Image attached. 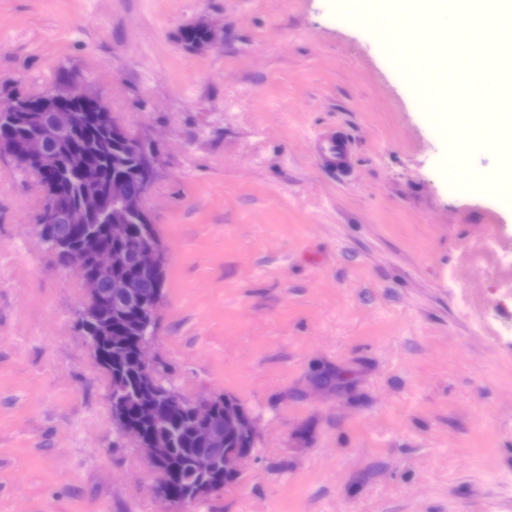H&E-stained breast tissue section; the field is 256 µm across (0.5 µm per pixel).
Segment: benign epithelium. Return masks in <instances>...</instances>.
<instances>
[{
	"mask_svg": "<svg viewBox=\"0 0 512 512\" xmlns=\"http://www.w3.org/2000/svg\"><path fill=\"white\" fill-rule=\"evenodd\" d=\"M15 112H27L38 134L30 139H17L8 129L0 128V149L7 150L9 156L19 166L38 175H46L52 167L50 145L60 143L65 137L77 132L85 122L93 119L107 123L110 110L101 92L91 84L79 81L74 76H66L49 85L37 101L26 103L22 99L10 96L0 99V120ZM52 113L51 122L41 121L39 113ZM112 135L121 138L128 151L138 162L140 173L138 187L129 189L114 183L109 189L98 186L99 175L81 154L71 157L69 167L75 173L83 192L78 209H73L70 197L54 190L51 184L40 181L43 190V202L37 215L39 235L54 239L55 248L67 251L72 237L67 225L79 222L88 214L103 219H112V239L127 240L138 237L146 242L132 250L119 252L105 244L93 243L89 247L92 270H87L78 259L69 262V267L78 269L82 275L83 288L87 303L95 302L101 307H109L112 302L126 304L144 319L145 328L138 344V362L145 383L150 384L157 377V361L151 354L154 333L158 322V309L162 300V290L147 288L145 283H159L168 257L160 239L147 226L144 232L121 223L123 216L144 212L142 200L156 171V158L150 146L141 138L130 135L117 123L111 124ZM129 262L139 271L138 277H119L113 270L121 263ZM78 329L90 347H95L97 337L115 329L111 324H93L87 320L78 323ZM217 397L187 399L170 387L163 389L159 397L141 404L138 416L145 421L159 422L172 410L188 406L192 409L200 438L209 444L199 449L193 461L195 482L190 491L191 501L208 498L221 490L223 485L214 481L222 473L226 476H240L243 460L255 453L259 440L257 421L253 414L242 415L236 411L224 413L222 417L213 415V406ZM113 424L125 437L138 447L148 465L160 475L156 493L160 501L170 506L187 503V500H174L168 496L164 482L165 475L171 472L167 468L170 451L165 443L156 439L143 440L137 432V424L117 405L112 408ZM231 434H244L252 443L250 448H226L224 438Z\"/></svg>",
	"mask_w": 512,
	"mask_h": 512,
	"instance_id": "obj_1",
	"label": "benign epithelium"
}]
</instances>
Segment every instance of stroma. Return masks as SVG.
I'll return each mask as SVG.
<instances>
[{"instance_id": "obj_1", "label": "stroma", "mask_w": 512, "mask_h": 512, "mask_svg": "<svg viewBox=\"0 0 512 512\" xmlns=\"http://www.w3.org/2000/svg\"><path fill=\"white\" fill-rule=\"evenodd\" d=\"M350 2L0 0V94L72 74L153 146L163 380L259 422L243 477L179 512H512V191L482 144L456 185L436 70ZM41 198L0 154V512H166Z\"/></svg>"}]
</instances>
